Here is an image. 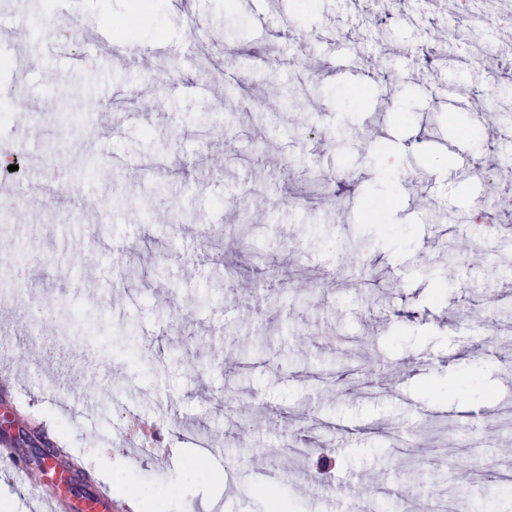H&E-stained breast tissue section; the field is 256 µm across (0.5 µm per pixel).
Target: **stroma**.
Returning <instances> with one entry per match:
<instances>
[{
    "label": "stroma",
    "mask_w": 512,
    "mask_h": 512,
    "mask_svg": "<svg viewBox=\"0 0 512 512\" xmlns=\"http://www.w3.org/2000/svg\"><path fill=\"white\" fill-rule=\"evenodd\" d=\"M257 8L0 0V150L23 162L0 196L51 154L74 218L27 206L34 236L0 230V256L29 259L22 293L0 298L14 346L0 395L29 421L0 406V429L28 467L53 448L75 458L70 498L102 487L111 463L113 494L137 491L142 512H349L339 489L361 484L375 512L432 495L484 512L482 491L512 483V181L499 176L512 87L477 56L489 47L512 70V19L489 0H273L264 33ZM133 13L127 45L168 46L148 65L106 63L84 42L64 60L43 54L72 23L109 29ZM22 24L32 38L16 55L7 40ZM451 25L462 34L436 84L411 78L428 32ZM155 69L207 88L111 133L115 114L158 94ZM53 85L102 107L86 130L49 117L51 134L20 147ZM458 100L470 110L450 111ZM165 156L158 176L129 165ZM91 198L112 202L94 236L81 227ZM227 273L252 291L225 296ZM66 308L89 313L108 348L63 334ZM74 388L93 414L73 412Z\"/></svg>",
    "instance_id": "35a3bbf8"
}]
</instances>
